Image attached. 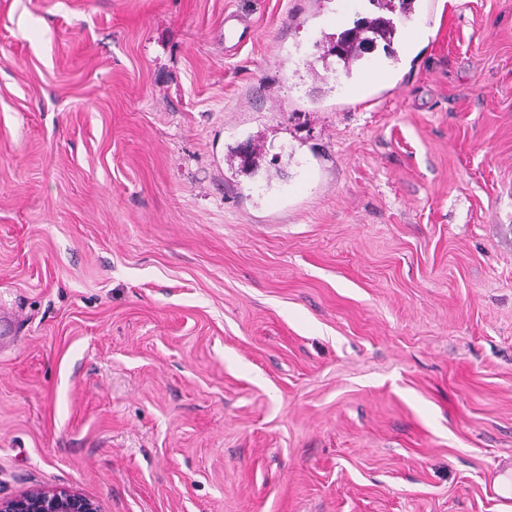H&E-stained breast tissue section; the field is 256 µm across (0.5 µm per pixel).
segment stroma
I'll return each instance as SVG.
<instances>
[{"mask_svg": "<svg viewBox=\"0 0 512 512\" xmlns=\"http://www.w3.org/2000/svg\"><path fill=\"white\" fill-rule=\"evenodd\" d=\"M372 10L0 0V498L501 512L512 0H415L344 75ZM397 33L392 18L372 13L358 18L354 26L330 36V55L336 56L348 75L353 67L359 66L365 54L371 53L374 45L383 42V50L389 57H395L391 47Z\"/></svg>", "mask_w": 512, "mask_h": 512, "instance_id": "obj_1", "label": "stroma"}]
</instances>
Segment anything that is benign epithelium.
Returning <instances> with one entry per match:
<instances>
[{
    "label": "benign epithelium",
    "instance_id": "7a95c632",
    "mask_svg": "<svg viewBox=\"0 0 512 512\" xmlns=\"http://www.w3.org/2000/svg\"><path fill=\"white\" fill-rule=\"evenodd\" d=\"M0 512H100L96 501L63 486H38L0 499Z\"/></svg>",
    "mask_w": 512,
    "mask_h": 512
}]
</instances>
